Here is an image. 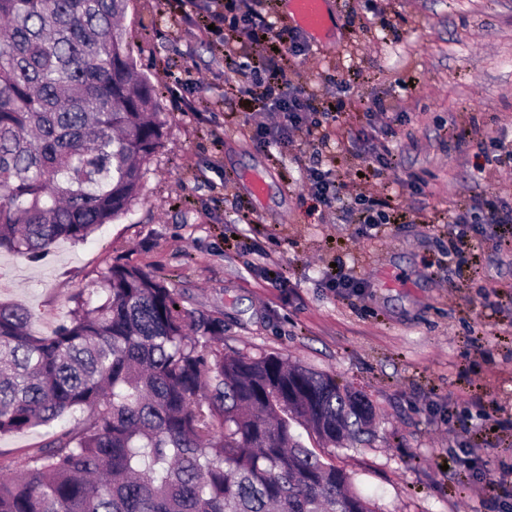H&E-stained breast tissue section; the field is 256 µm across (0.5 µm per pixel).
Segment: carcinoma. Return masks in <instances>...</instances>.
<instances>
[{"label":"carcinoma","instance_id":"carcinoma-1","mask_svg":"<svg viewBox=\"0 0 512 512\" xmlns=\"http://www.w3.org/2000/svg\"><path fill=\"white\" fill-rule=\"evenodd\" d=\"M129 0H0V250L36 258L127 216L162 147ZM0 303V435L77 412L0 477V512H375L308 448L361 441L372 407L281 356L212 357L224 324L115 263L51 336Z\"/></svg>","mask_w":512,"mask_h":512}]
</instances>
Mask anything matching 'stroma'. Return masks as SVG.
Masks as SVG:
<instances>
[{
    "mask_svg": "<svg viewBox=\"0 0 512 512\" xmlns=\"http://www.w3.org/2000/svg\"><path fill=\"white\" fill-rule=\"evenodd\" d=\"M326 7L329 37L283 63L355 137L373 99L393 103L394 171L375 177L356 141L322 150L323 169L379 184L381 230L332 223L306 188V144L256 143L249 104L224 82L241 58L235 36L208 41L170 0H132L123 26L163 100V146L128 217L36 259L0 252V301L49 336L112 263L164 277L185 307L223 320L225 352L275 353L366 397L375 420L363 442L305 444L351 473L376 512H512L494 489L512 470V223L463 207L473 194L512 207V174L496 161L512 144V0ZM198 68L208 82L186 94L209 109L187 112L168 87ZM456 242L461 255L448 257ZM259 248L278 280L261 272ZM340 268L364 287H336ZM59 430L0 435V473L15 475Z\"/></svg>",
    "mask_w": 512,
    "mask_h": 512,
    "instance_id": "obj_1",
    "label": "stroma"
}]
</instances>
